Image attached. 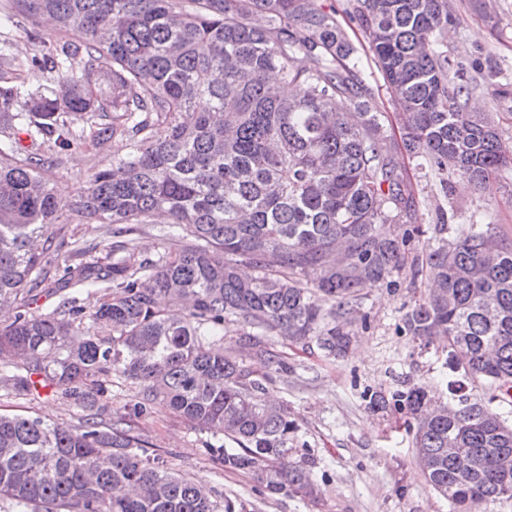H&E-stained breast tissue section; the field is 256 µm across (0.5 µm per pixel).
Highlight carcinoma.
Returning a JSON list of instances; mask_svg holds the SVG:
<instances>
[{"label":"carcinoma","instance_id":"1","mask_svg":"<svg viewBox=\"0 0 512 512\" xmlns=\"http://www.w3.org/2000/svg\"><path fill=\"white\" fill-rule=\"evenodd\" d=\"M395 108L397 131L358 74L359 48L317 0H9L5 22L34 44L25 58L0 39V387L63 395L77 426L0 414V502L13 512H244L222 493L168 471L131 417L165 402L216 442L218 466L251 470L276 494L314 498L298 431L266 382L224 354V324L276 367L264 338L342 357L354 301L406 266L415 196L401 153L492 190L512 168L494 118L466 111L479 87L443 50L459 18L448 0H351ZM56 33L46 38L42 24ZM50 75L27 87L25 75ZM91 136L127 152L68 204L112 243L84 242L59 266L60 191L44 176ZM154 215L174 249L144 257L134 235ZM405 221L402 231L387 224ZM95 253L91 262L81 257ZM430 288L405 330L439 342L448 366L487 382V400L448 384L379 394L413 419L425 479L452 512L512 499V245L490 224L463 225L429 249ZM68 295L29 311L50 286ZM92 288L89 309L79 294ZM120 381L130 412L104 418ZM459 449L455 457L448 449Z\"/></svg>","mask_w":512,"mask_h":512}]
</instances>
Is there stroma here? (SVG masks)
<instances>
[{
	"label": "stroma",
	"mask_w": 512,
	"mask_h": 512,
	"mask_svg": "<svg viewBox=\"0 0 512 512\" xmlns=\"http://www.w3.org/2000/svg\"><path fill=\"white\" fill-rule=\"evenodd\" d=\"M458 16L444 44L450 59L471 65L480 61L491 71L468 109L491 114L504 140L512 142V0H448ZM124 141L106 149L84 143L68 152L63 163L48 173L62 196L84 189L91 176L109 168L124 155ZM416 195V223L433 230L445 222V239H453L457 225L471 216L495 225L512 242V171H506L492 191L454 178L447 192L420 169L416 159H405ZM429 283L428 272L403 270L393 285L360 292L355 308L366 325L356 326L355 339L345 357L331 358L317 347L305 348L273 336L267 343L281 363L270 371L266 364L242 351L241 325L224 326L225 353L238 354L255 375L270 374L267 388L287 405L298 432L290 460L308 459L318 485L317 498L291 491L267 494L255 472L229 471L217 466L206 447V433L175 418L162 403L135 419L134 427L151 443L170 471L223 492L243 503L247 512H450L446 499L425 481L417 463L406 412L393 408L373 411L372 393L391 394L406 382L428 385L433 395L448 401L453 375L446 354L437 345L423 346L409 336L402 321L409 306ZM0 412L75 425L83 411L58 396L30 398L0 389Z\"/></svg>",
	"instance_id": "obj_1"
}]
</instances>
